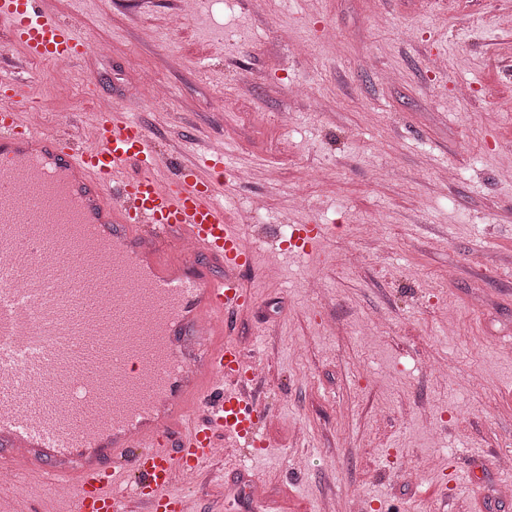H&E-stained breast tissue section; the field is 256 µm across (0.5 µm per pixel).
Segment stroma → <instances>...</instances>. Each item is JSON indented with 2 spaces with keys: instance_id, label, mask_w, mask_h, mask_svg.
I'll list each match as a JSON object with an SVG mask.
<instances>
[{
  "instance_id": "1",
  "label": "stroma",
  "mask_w": 512,
  "mask_h": 512,
  "mask_svg": "<svg viewBox=\"0 0 512 512\" xmlns=\"http://www.w3.org/2000/svg\"><path fill=\"white\" fill-rule=\"evenodd\" d=\"M177 7L48 0L106 47L64 67L0 20L34 73L24 122L85 133L128 105L161 153L245 174L222 190L256 254L231 339L262 368L266 446L174 492L194 512H512V0ZM289 224L330 233L286 255ZM58 508L42 482L0 494V512Z\"/></svg>"
}]
</instances>
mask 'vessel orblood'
I'll use <instances>...</instances> for the list:
<instances>
[{
	"label": "vessel or blood",
	"mask_w": 512,
	"mask_h": 512,
	"mask_svg": "<svg viewBox=\"0 0 512 512\" xmlns=\"http://www.w3.org/2000/svg\"><path fill=\"white\" fill-rule=\"evenodd\" d=\"M0 18L27 59L88 53L44 0H0ZM21 83L0 75V467L58 489L63 512H186L176 476L225 438L264 445L262 381L227 339L256 257L217 192L224 156L203 158L208 178L161 166L144 126L109 108L89 140L45 135L21 119ZM327 231L291 225L279 248L311 254ZM91 254L112 260L109 295ZM106 390L111 407L75 423Z\"/></svg>",
	"instance_id": "b4317fda"
}]
</instances>
